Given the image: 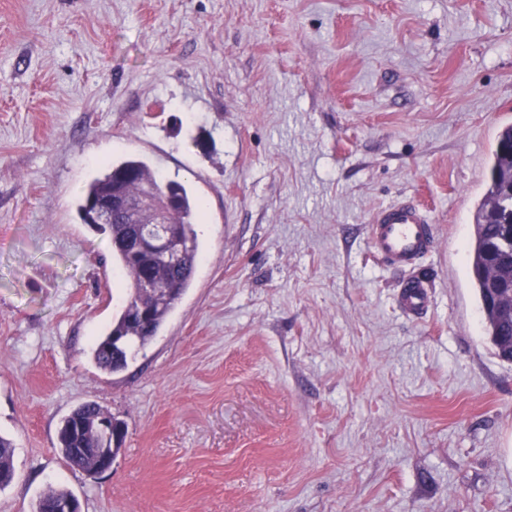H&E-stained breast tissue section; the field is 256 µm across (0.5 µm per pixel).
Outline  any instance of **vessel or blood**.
I'll list each match as a JSON object with an SVG mask.
<instances>
[{
    "mask_svg": "<svg viewBox=\"0 0 512 512\" xmlns=\"http://www.w3.org/2000/svg\"><path fill=\"white\" fill-rule=\"evenodd\" d=\"M374 257L388 268L407 275L398 297L402 311L416 317L429 308L426 284L414 277L417 263L435 246L433 226L424 211L410 201L377 209L367 227Z\"/></svg>",
    "mask_w": 512,
    "mask_h": 512,
    "instance_id": "1",
    "label": "vessel or blood"
}]
</instances>
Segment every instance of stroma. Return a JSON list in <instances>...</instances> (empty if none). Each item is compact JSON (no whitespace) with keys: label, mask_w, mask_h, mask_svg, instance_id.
Here are the masks:
<instances>
[{"label":"stroma","mask_w":512,"mask_h":512,"mask_svg":"<svg viewBox=\"0 0 512 512\" xmlns=\"http://www.w3.org/2000/svg\"><path fill=\"white\" fill-rule=\"evenodd\" d=\"M512 0H0V512L48 488L83 512H512V364L468 268ZM145 158L202 205L160 333L101 371L128 295L76 201ZM409 199L436 246L428 312L367 223ZM127 425L72 469L64 417ZM398 303L406 314L421 317L429 308L425 282L418 277L409 279L402 287ZM108 411L100 405L89 402L74 409L64 420L57 438L58 448L64 459L75 469L90 472L98 458V448L102 455L98 459L93 474H102L112 470L114 457L108 448L112 447L110 437L93 429L97 419H108ZM13 454L11 441L0 437V488L7 486L14 478Z\"/></svg>","instance_id":"35a3bbf8"}]
</instances>
